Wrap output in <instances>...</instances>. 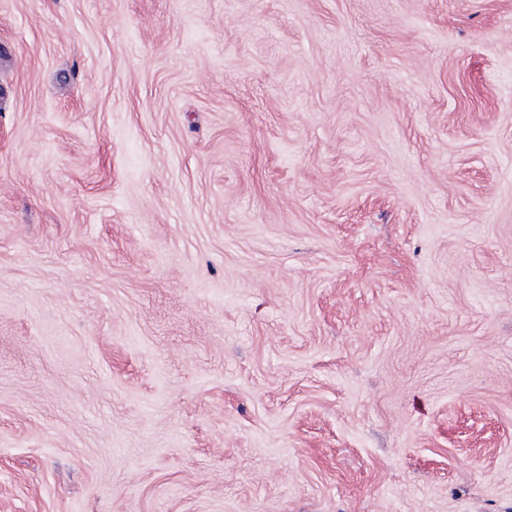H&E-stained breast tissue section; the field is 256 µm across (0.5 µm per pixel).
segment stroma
Here are the masks:
<instances>
[{
	"label": "stroma",
	"instance_id": "1",
	"mask_svg": "<svg viewBox=\"0 0 512 512\" xmlns=\"http://www.w3.org/2000/svg\"><path fill=\"white\" fill-rule=\"evenodd\" d=\"M0 512H512V0H0Z\"/></svg>",
	"mask_w": 512,
	"mask_h": 512
}]
</instances>
